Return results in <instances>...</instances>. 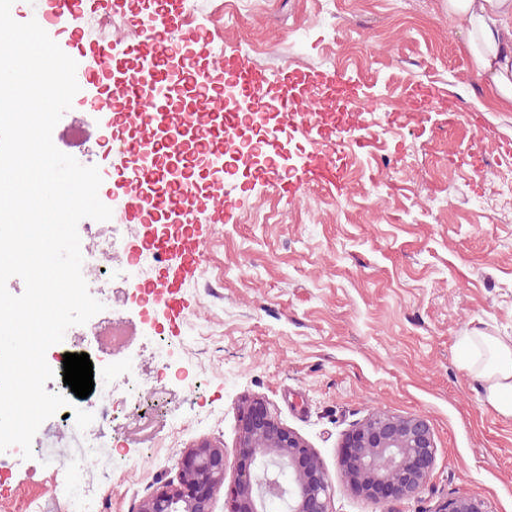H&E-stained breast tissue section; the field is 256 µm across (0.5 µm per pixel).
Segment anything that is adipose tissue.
I'll use <instances>...</instances> for the list:
<instances>
[{
    "label": "adipose tissue",
    "instance_id": "ef3b65f1",
    "mask_svg": "<svg viewBox=\"0 0 512 512\" xmlns=\"http://www.w3.org/2000/svg\"><path fill=\"white\" fill-rule=\"evenodd\" d=\"M506 0H448V11L466 25V48L477 75L490 76L503 98L512 100V46L501 40L488 21ZM458 348L464 369L486 382V401L505 416H512V343L478 333L460 337Z\"/></svg>",
    "mask_w": 512,
    "mask_h": 512
}]
</instances>
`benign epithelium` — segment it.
<instances>
[{
    "label": "benign epithelium",
    "instance_id": "1",
    "mask_svg": "<svg viewBox=\"0 0 512 512\" xmlns=\"http://www.w3.org/2000/svg\"><path fill=\"white\" fill-rule=\"evenodd\" d=\"M240 447L248 455L235 466L232 512H268L279 497L287 512H333L331 482L318 456L296 432L283 426L266 404L255 400L239 409ZM350 449L349 467L364 479L360 493L374 500L375 489L386 486L390 498L415 495L430 478L436 444L427 420L374 412L350 430L342 441ZM178 480H161L139 500L136 512H214L224 487V449L201 442L181 451ZM439 512H488L485 502L460 494L444 502Z\"/></svg>",
    "mask_w": 512,
    "mask_h": 512
}]
</instances>
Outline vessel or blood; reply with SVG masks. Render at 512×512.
<instances>
[{
  "mask_svg": "<svg viewBox=\"0 0 512 512\" xmlns=\"http://www.w3.org/2000/svg\"><path fill=\"white\" fill-rule=\"evenodd\" d=\"M96 0H42L41 19L63 21L93 9ZM122 9L132 20L155 15L158 22L144 33V46L136 54L119 51L116 43L90 46L93 63L82 72L84 86L101 88L103 93L117 92L120 112L105 116L107 128L113 129V153L134 159L147 158L146 166H132L121 175L125 186L135 188L134 206L127 210L126 221L143 219L144 215L176 212L180 223L164 225L146 235L158 253H174L152 286L169 304L179 305L181 288L195 275L202 260L201 234L196 224L201 211H210L214 221H221L223 204L229 196L223 179L211 180L206 186L194 187L182 177L173 176V157L167 154L169 142L190 134L193 143L203 144L204 158L209 164L223 161L237 153L241 144L234 133L245 121L243 115L225 111L223 85L233 81L251 97H259L271 84L286 90L290 109L278 113L279 124H295L299 134L317 149L311 152L298 180L289 184L291 193L303 187L343 189L344 169L331 157L338 141L362 146V124H350L336 133L322 129L323 114L319 111H297L298 102H311L314 93L338 92L358 97L359 88L339 74L321 72L303 77L294 72L276 74L253 66L239 54L209 52L208 31L196 29L171 37L181 15V0H122ZM188 95L186 108H173L172 102ZM435 85L414 84L404 91V109L422 112L438 98ZM168 182L172 192L165 202L148 196L152 184Z\"/></svg>",
  "mask_w": 512,
  "mask_h": 512,
  "instance_id": "1",
  "label": "vessel or blood"
}]
</instances>
